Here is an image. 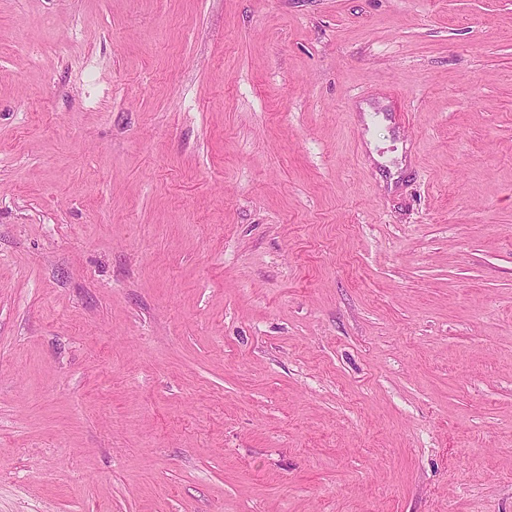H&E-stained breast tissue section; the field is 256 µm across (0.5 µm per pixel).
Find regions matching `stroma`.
<instances>
[{
	"mask_svg": "<svg viewBox=\"0 0 512 512\" xmlns=\"http://www.w3.org/2000/svg\"><path fill=\"white\" fill-rule=\"evenodd\" d=\"M0 512H512V0H0Z\"/></svg>",
	"mask_w": 512,
	"mask_h": 512,
	"instance_id": "stroma-1",
	"label": "stroma"
}]
</instances>
